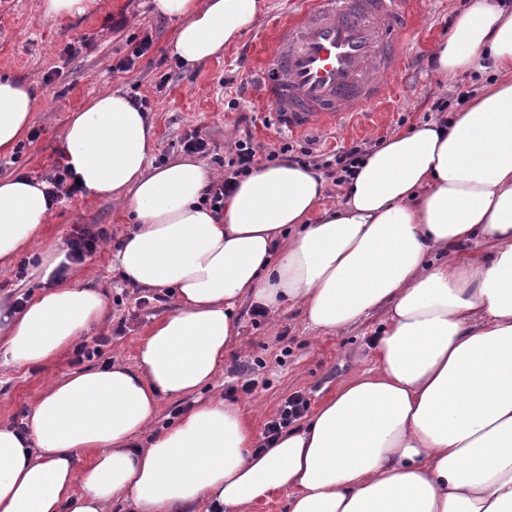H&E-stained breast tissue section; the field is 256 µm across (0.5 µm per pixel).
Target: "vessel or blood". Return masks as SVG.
I'll use <instances>...</instances> for the list:
<instances>
[{
    "label": "vessel or blood",
    "mask_w": 512,
    "mask_h": 512,
    "mask_svg": "<svg viewBox=\"0 0 512 512\" xmlns=\"http://www.w3.org/2000/svg\"><path fill=\"white\" fill-rule=\"evenodd\" d=\"M414 0H311L280 23L254 73L257 98L278 128L339 126L383 96V76L406 60Z\"/></svg>",
    "instance_id": "obj_1"
}]
</instances>
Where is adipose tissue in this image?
Listing matches in <instances>:
<instances>
[{"label":"adipose tissue","mask_w":512,"mask_h":512,"mask_svg":"<svg viewBox=\"0 0 512 512\" xmlns=\"http://www.w3.org/2000/svg\"><path fill=\"white\" fill-rule=\"evenodd\" d=\"M261 0H153L177 20L187 66L220 56ZM448 81L492 76L446 122L374 147L347 198L280 161L239 178L215 216L194 161L151 164L153 126L121 92L93 97L63 133L85 191L124 205V276L173 289L177 309L115 362L46 388L24 427L0 423V512H182L213 502L249 512L284 491L288 512H512V11L471 0L434 50ZM35 94L0 78V154L30 126ZM47 185L0 178V261L35 249L44 289L0 303V353L18 368L68 351L108 315L96 289L57 278L66 251L46 242ZM482 242L486 251L461 247ZM300 307L333 333L384 315L373 368L342 384L303 425L258 449L243 407L198 403L137 439L161 398L209 385L237 329V305Z\"/></svg>","instance_id":"ef3b65f1"}]
</instances>
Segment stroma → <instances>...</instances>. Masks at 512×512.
Returning <instances> with one entry per match:
<instances>
[{
  "label": "stroma",
  "instance_id": "1",
  "mask_svg": "<svg viewBox=\"0 0 512 512\" xmlns=\"http://www.w3.org/2000/svg\"><path fill=\"white\" fill-rule=\"evenodd\" d=\"M151 2L100 0L89 14L52 20L44 18L41 0H0V75L12 76L35 90L37 102L30 128L38 134L18 157L0 154L1 177L41 179L51 173L61 158L62 135L71 113L102 93L119 91L147 100L155 135L153 165L184 158L181 140L198 130L211 144L209 155L201 162L220 176L224 159L243 129H251L256 143L266 148L289 143L294 150L320 154L353 141L373 143L423 123L433 98L477 89L484 79L474 71L454 86L444 87L431 63V48L447 36L467 0H424V10L408 36L406 63L386 78L385 98L376 106L377 116L353 119L343 129L321 127L291 135L279 131L270 110L256 101L252 66L271 49L269 30L282 17L300 13L310 0H262L258 19L225 47L223 55L192 70L180 66L172 53L174 21L155 13ZM120 15L126 17V26L113 28L112 18ZM146 36L153 40L149 52L130 71H116L117 62L130 52V39ZM71 44L81 45V52L67 54L65 48ZM85 224L104 228L106 236L81 262L74 282L104 293L109 317L105 324L90 327L81 341L91 347L105 336L109 342L102 355L91 359H77L70 351L35 367L0 364V422L21 424L47 385L72 372L113 361L134 365L148 328L176 309L167 290L138 287L119 272L111 246L133 226L112 200L83 192L60 197L46 238L58 248H66L72 234ZM29 264L26 252L9 263H0V299L13 301L41 291L39 280L21 273ZM254 311L250 301L240 303L238 334L223 368L201 391L162 399L151 432L173 424L196 402L218 396L245 407L255 435L260 436L291 394L303 393L311 406H318L338 386L375 364L372 338L382 320L380 314L324 334L310 327L296 308L282 309L271 317L255 316ZM249 380L255 386L248 392L243 385Z\"/></svg>",
  "mask_w": 512,
  "mask_h": 512
}]
</instances>
